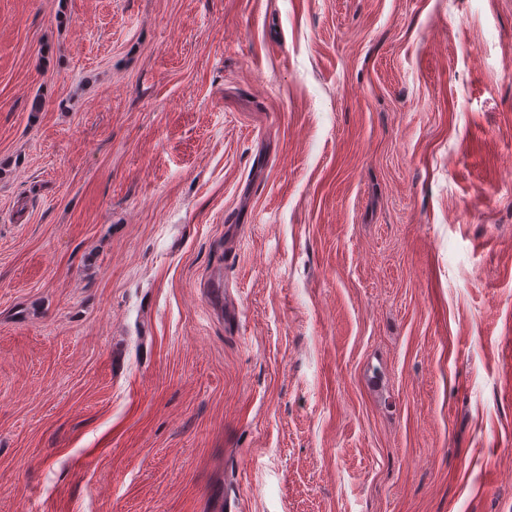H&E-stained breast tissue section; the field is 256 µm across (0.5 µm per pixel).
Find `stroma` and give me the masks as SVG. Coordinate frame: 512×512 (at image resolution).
<instances>
[{
	"instance_id": "obj_1",
	"label": "stroma",
	"mask_w": 512,
	"mask_h": 512,
	"mask_svg": "<svg viewBox=\"0 0 512 512\" xmlns=\"http://www.w3.org/2000/svg\"><path fill=\"white\" fill-rule=\"evenodd\" d=\"M0 512H512V0H0Z\"/></svg>"
}]
</instances>
